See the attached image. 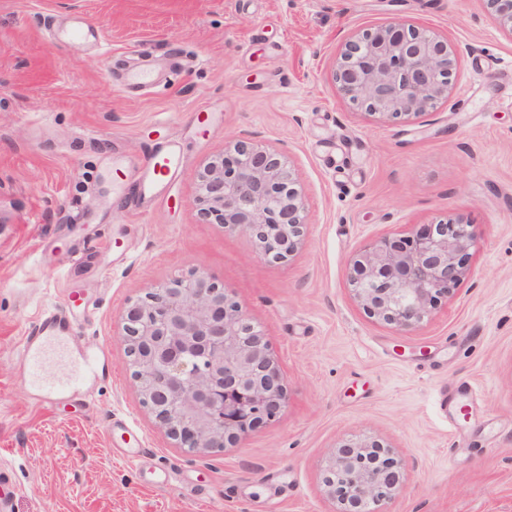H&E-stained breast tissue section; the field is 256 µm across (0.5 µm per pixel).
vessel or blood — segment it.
<instances>
[{
    "instance_id": "obj_1",
    "label": "vessel or blood",
    "mask_w": 512,
    "mask_h": 512,
    "mask_svg": "<svg viewBox=\"0 0 512 512\" xmlns=\"http://www.w3.org/2000/svg\"><path fill=\"white\" fill-rule=\"evenodd\" d=\"M183 162L179 143L170 139L157 143L147 160L128 166V180L136 190V205L143 208L163 199ZM19 353L22 363L33 374L37 373L50 354L67 357L71 369L67 379L36 386L39 399L50 404L75 396L87 381L97 376L104 358L103 350L87 351L79 348L71 319L55 311L40 314L26 328L19 341Z\"/></svg>"
}]
</instances>
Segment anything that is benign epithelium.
Segmentation results:
<instances>
[{"mask_svg": "<svg viewBox=\"0 0 512 512\" xmlns=\"http://www.w3.org/2000/svg\"><path fill=\"white\" fill-rule=\"evenodd\" d=\"M484 2L512 34V0ZM457 66L447 37L392 19L339 45L333 81L350 106L405 122L448 96ZM197 200L205 221L246 235L269 262L287 261L305 236L295 170L260 142L236 140L211 157L199 172ZM476 244L471 225L446 218L384 235L352 260L351 291L371 318L412 331L468 276ZM119 339L143 405L191 454L239 444L288 404L286 377L262 330L201 270L129 302ZM323 483L337 512H385L403 473L387 445L364 438L336 448Z\"/></svg>", "mask_w": 512, "mask_h": 512, "instance_id": "obj_1", "label": "benign epithelium"}]
</instances>
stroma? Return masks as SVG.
<instances>
[{
  "instance_id": "stroma-1",
  "label": "stroma",
  "mask_w": 512,
  "mask_h": 512,
  "mask_svg": "<svg viewBox=\"0 0 512 512\" xmlns=\"http://www.w3.org/2000/svg\"><path fill=\"white\" fill-rule=\"evenodd\" d=\"M76 16L99 41L51 43ZM393 18L459 52L447 100L410 122L351 108L331 77L344 37ZM139 65L163 79L130 98L120 72ZM163 136L186 162L135 212L112 154L139 160ZM237 139L295 169L308 226L288 262L199 216V171ZM439 218L479 237L468 277L413 332L370 318L352 258ZM197 267L259 324L288 382L275 421L205 457L156 426L116 335L128 301ZM74 291L104 374L56 409L36 404L16 345ZM470 380L477 399L449 422L440 403ZM116 420L141 440L135 459L116 454ZM363 437L402 463L388 512H512V34L484 0H0V512H336L326 461Z\"/></svg>"
}]
</instances>
